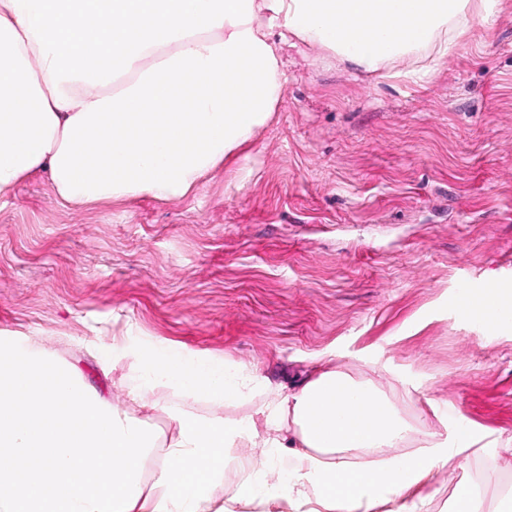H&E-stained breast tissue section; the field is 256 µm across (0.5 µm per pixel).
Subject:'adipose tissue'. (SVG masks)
Instances as JSON below:
<instances>
[{
	"mask_svg": "<svg viewBox=\"0 0 512 512\" xmlns=\"http://www.w3.org/2000/svg\"><path fill=\"white\" fill-rule=\"evenodd\" d=\"M496 0H0V193L49 170L74 205L186 196L269 118L282 91L280 46L319 45L368 70L426 58L438 64L455 34L486 21ZM463 314L494 325L512 304L486 288ZM132 398L158 408L156 386L181 400L224 402L252 390L249 375L196 354L133 350ZM271 438L295 426L293 480L260 479L238 497L285 498L308 512H373L475 438L391 457L408 431L388 403L326 370L293 400H269ZM168 460L145 479L158 438L115 417L108 402L46 358L0 347V512H227L210 486L225 448L253 447L221 416L179 423ZM372 456L369 469L347 455Z\"/></svg>",
	"mask_w": 512,
	"mask_h": 512,
	"instance_id": "adipose-tissue-1",
	"label": "adipose tissue"
}]
</instances>
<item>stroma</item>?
Instances as JSON below:
<instances>
[{
    "label": "stroma",
    "mask_w": 512,
    "mask_h": 512,
    "mask_svg": "<svg viewBox=\"0 0 512 512\" xmlns=\"http://www.w3.org/2000/svg\"><path fill=\"white\" fill-rule=\"evenodd\" d=\"M275 107L185 197L77 206L43 170L0 195V344L79 371L120 418L170 444L177 416L264 427L266 395L321 370L381 393L417 443L479 449L385 494L375 512H512V324L464 317L501 282L512 301V0L408 77L289 38ZM223 361L252 397L143 409L121 347Z\"/></svg>",
    "instance_id": "1"
}]
</instances>
